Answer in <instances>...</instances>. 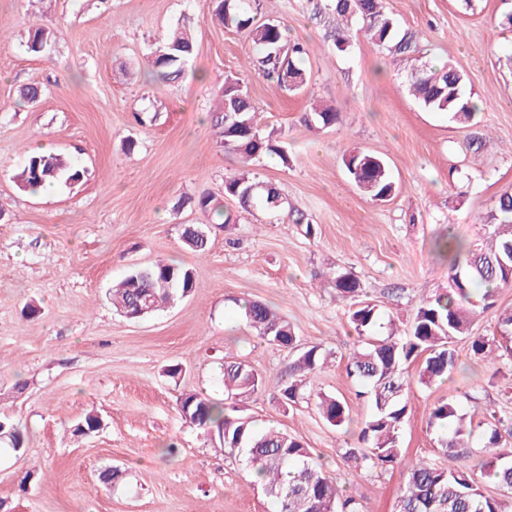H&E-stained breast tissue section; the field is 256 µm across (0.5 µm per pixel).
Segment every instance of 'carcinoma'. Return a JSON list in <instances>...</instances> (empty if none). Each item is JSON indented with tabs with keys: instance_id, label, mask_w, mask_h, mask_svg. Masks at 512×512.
Wrapping results in <instances>:
<instances>
[{
	"instance_id": "cac0c4a2",
	"label": "carcinoma",
	"mask_w": 512,
	"mask_h": 512,
	"mask_svg": "<svg viewBox=\"0 0 512 512\" xmlns=\"http://www.w3.org/2000/svg\"><path fill=\"white\" fill-rule=\"evenodd\" d=\"M315 15L327 23L326 35L331 50L344 53L349 47L352 25H360L364 37L377 49L407 68L408 91L418 105L429 112L446 113L463 128L477 125L479 111L468 90L465 73L454 63L432 66L422 60L415 32L399 28L397 20L385 10L384 0H309ZM256 0H218L214 15L224 28L243 34L247 43L259 48L261 55L253 66L268 81L284 91L302 88L307 75L302 66L307 49L289 40L279 23H256L251 16ZM193 42L187 32L176 30L150 52L153 70L163 79L176 81L184 73L192 56ZM296 87H291L290 83ZM216 125L223 130L224 151L240 155L243 162L256 156L275 154L289 164L288 149L280 135L261 125L260 112L236 77H224L220 105L214 113ZM339 114L327 104H314L304 113L306 127L323 128L336 123ZM343 165L352 184L375 201H388L398 190L383 157L349 151ZM81 171L63 155L29 153L17 174L21 188L33 192L45 184L77 181ZM224 195L237 199L246 209L260 204L270 211L283 209L280 190L270 182H260L241 170L224 179ZM198 205L213 210L224 226L235 223L233 216L203 195ZM487 239L472 243L438 240L437 249L452 246V264L448 272L449 288L425 297L416 305L406 332L400 334L392 322H383L376 306L362 299L363 287L350 272L334 273V288L349 301V321L361 338L362 346L353 350L346 364L348 376L362 387L358 398L367 401L370 412L362 422L360 446L345 450L344 458L356 463L387 466L403 457L399 429L407 413L403 377L404 366L420 358L421 380L431 384L448 377L456 366L454 339L469 334L476 311L495 306L497 292L512 287V188L503 190L486 222ZM201 226L185 224L181 240L190 250L204 254L209 238L199 234ZM196 288L194 272L161 260L138 267L112 288V304L125 317L148 318L164 306L188 296ZM247 325L267 345L289 350L292 357L281 388L284 407L310 398L306 388L311 375L319 371L326 356L318 345L298 347L292 325L257 300L241 304ZM502 327L498 347L512 355V309L498 315ZM224 399L186 392L178 398L187 422L205 435L217 433L224 450L242 457L247 470L257 477L277 512H359L356 499L343 493L323 469L318 459L298 438L269 427L255 428L251 418L241 413V403L263 387L262 375L244 360H226L222 364ZM316 406L322 420L336 428L350 421L351 407L334 396H317ZM429 423L440 431L438 443L448 461L469 449L473 421L459 413L451 401L436 403ZM483 457L479 469L467 471L451 465L418 462L406 470V481L393 512H508L512 507V448L503 444V420L490 415L483 421ZM101 420L87 414L71 427L75 438L99 430ZM16 455L25 452V437L17 424L0 420V446ZM495 484L500 496L484 492L482 483Z\"/></svg>"
}]
</instances>
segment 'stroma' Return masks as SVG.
I'll use <instances>...</instances> for the list:
<instances>
[{
	"instance_id": "stroma-1",
	"label": "stroma",
	"mask_w": 512,
	"mask_h": 512,
	"mask_svg": "<svg viewBox=\"0 0 512 512\" xmlns=\"http://www.w3.org/2000/svg\"><path fill=\"white\" fill-rule=\"evenodd\" d=\"M257 4V22H283L308 46L309 82L299 92L246 64L252 50L242 34L211 18L216 0H0V418L25 427L27 448L20 457L0 452L8 512H274L241 459L178 409L187 391L223 398L227 358L247 361L264 379L245 415L301 439L361 512H392L407 464L441 460L439 433L428 425L435 403L455 401L477 420L512 418V357L489 364L460 338L447 378L425 385L420 362L405 367L402 463H347L366 411L345 369L358 337L331 282L334 271L352 272L366 299L403 326L420 298L448 287L450 258L435 240L483 236L496 196L512 186V66L503 60L512 28L500 25L512 0H473L468 9L460 0L384 2L432 63L449 59L467 74L487 136L476 158L465 130L422 109L404 71L363 34L338 55L308 0ZM178 26L190 29L195 49L183 78L169 83L148 56ZM36 27L50 33L38 54L27 49ZM230 73L264 122L281 129L289 164L274 155L245 163L225 152L210 114ZM33 81L45 92L29 104L19 90ZM315 99L335 105L336 125L303 124ZM37 139L67 154L81 180L45 196L21 190L15 175ZM353 149L384 157L399 186L392 199L371 201L349 181L342 158ZM245 166L279 186L283 211L244 210L225 196V177ZM203 194L236 215L231 229L196 206ZM185 224L207 230L205 255L183 247ZM159 259L193 268V292L151 317L126 319L108 289ZM244 299L285 316L302 345L331 353L310 377L311 401L283 407L289 354L248 327ZM174 363L183 366L175 382L163 375ZM318 394L345 399L350 423L325 424ZM91 411L99 431L74 439L71 425ZM171 443L178 454L169 459L161 450ZM109 466L126 476L106 489L99 474Z\"/></svg>"
}]
</instances>
